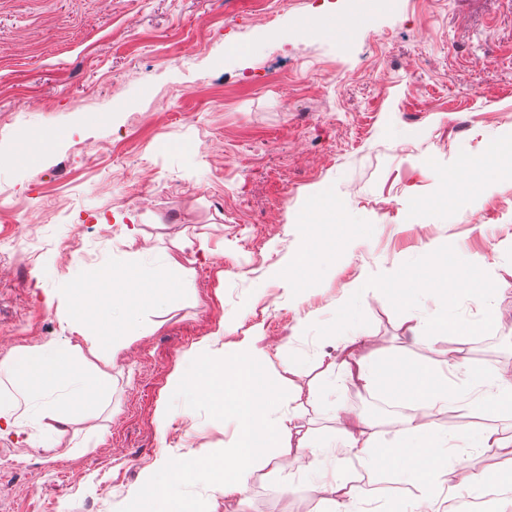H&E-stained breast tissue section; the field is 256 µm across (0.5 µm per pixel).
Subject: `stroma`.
Instances as JSON below:
<instances>
[{
    "label": "stroma",
    "instance_id": "obj_1",
    "mask_svg": "<svg viewBox=\"0 0 512 512\" xmlns=\"http://www.w3.org/2000/svg\"><path fill=\"white\" fill-rule=\"evenodd\" d=\"M350 8L0 0V360L64 346L58 299L77 278L170 254L183 263L115 362L95 363L100 406L57 427L49 413L63 395L50 392L30 404L31 446L0 438V512H131L146 469L230 444L208 401L193 402L189 423L162 429L157 413L190 400L169 384L187 350L229 362L256 334L263 375L294 372V423L327 447L255 472L234 508L321 512L317 473L371 478L334 445V407L369 415L382 439L392 428L330 372L336 343L361 334L363 356L448 357L447 331L431 326L440 296L399 308L377 291L425 256L464 248L489 263L498 319L469 338L467 360L512 371V172L489 174L475 195L470 167L512 145V0H377L360 22ZM320 16L347 21V36L304 30ZM311 224L339 231L323 270L298 286L288 271ZM23 230L45 243L34 258L14 246ZM60 237L74 240L71 255L52 249ZM405 321L432 328L431 345L408 338ZM20 467L36 495L6 485ZM379 488L378 512L422 505L402 476Z\"/></svg>",
    "mask_w": 512,
    "mask_h": 512
}]
</instances>
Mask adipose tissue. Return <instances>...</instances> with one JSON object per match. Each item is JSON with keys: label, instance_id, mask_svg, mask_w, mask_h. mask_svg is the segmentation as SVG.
<instances>
[{"label": "adipose tissue", "instance_id": "ef3b65f1", "mask_svg": "<svg viewBox=\"0 0 512 512\" xmlns=\"http://www.w3.org/2000/svg\"><path fill=\"white\" fill-rule=\"evenodd\" d=\"M178 257H167L165 263L153 271L129 265L110 269L76 283L67 291L68 324L96 327L89 350L98 359L112 362L132 338L133 319L116 324L109 318L118 300L126 298L137 308L156 307L168 291L167 280L171 270L181 268ZM462 274L466 294L483 299L497 290L487 263L471 257L464 271H457L454 262L433 258L424 260L404 276L407 288L421 292L444 294L445 304H452L449 282L455 274ZM122 281L123 289H112L111 284ZM444 322L455 344L448 358L437 371L414 363L405 357H387L369 360L356 354L359 337H349L342 357L335 368L350 382L371 393L383 394L391 401L412 407V414L393 423L389 441H381L370 431L368 421L359 414L339 408L335 411L338 432L344 447L354 457L379 475L400 473L405 482L427 494L435 503L454 500L459 492L455 482L460 443L478 450L487 448L512 449V435L493 429L474 430L467 418L475 410L486 415H512V377L490 373L480 366L467 363L460 357L459 348L477 327H461L457 319L445 316ZM239 360L226 364L219 373L232 380L233 388L224 397L213 398L203 383L210 365L197 362L194 351L185 354L186 365L176 370L171 382L176 386L190 385L197 398L214 402L216 417L232 411L237 435L221 458L212 455L184 457L179 461H164L147 471L135 496L137 512H197L193 501L179 493L180 487L201 481L218 483L224 496L241 494L245 480L253 471L268 466L269 441L278 438L279 455L288 456L299 450L320 451L323 443L315 436L295 430L285 418L275 416L273 408L279 399L275 388L261 385L248 370V363L262 359L265 352L256 344L255 337H246L239 348ZM0 378L7 379L9 388L0 390V436L13 437L16 443H28L29 415L22 411V402L49 389L65 390L66 396L52 412L55 422L69 423L73 415L89 411L101 397L99 381L69 352L35 347L25 350L18 358L0 361ZM435 409L458 412L464 423L459 431L437 434L429 431L421 421L422 414ZM413 449L420 458L419 466H409L404 449ZM315 491L323 501L344 507L347 504L369 503L371 492L352 486L339 471L320 476Z\"/></svg>", "mask_w": 512, "mask_h": 512}]
</instances>
